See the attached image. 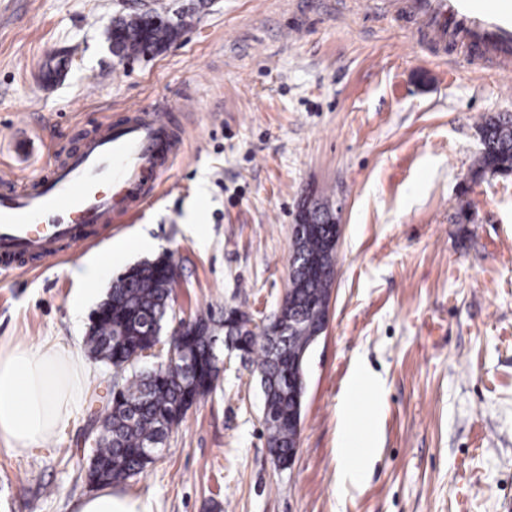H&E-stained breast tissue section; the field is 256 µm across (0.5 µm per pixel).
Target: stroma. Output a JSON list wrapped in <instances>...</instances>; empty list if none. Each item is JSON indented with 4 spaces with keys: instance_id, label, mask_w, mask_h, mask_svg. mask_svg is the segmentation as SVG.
I'll use <instances>...</instances> for the list:
<instances>
[{
    "instance_id": "stroma-1",
    "label": "stroma",
    "mask_w": 512,
    "mask_h": 512,
    "mask_svg": "<svg viewBox=\"0 0 512 512\" xmlns=\"http://www.w3.org/2000/svg\"><path fill=\"white\" fill-rule=\"evenodd\" d=\"M403 2L0 0V169L45 174L135 103L168 106L183 135L135 218L90 227L67 258L0 268L1 342L84 350L90 313L147 255L114 258L88 296L71 268L143 236L177 266V316L272 317L304 200L342 226L291 468L268 455L257 372L221 340L215 390L155 464L112 487L148 512H512V175L474 173L483 119L512 114V73L421 45ZM160 5L183 16L181 36L114 56L113 21ZM358 357L384 383L381 400L360 397L380 442L343 487L336 409ZM89 367L64 430L0 442V512H75L90 493L84 436L113 369Z\"/></svg>"
}]
</instances>
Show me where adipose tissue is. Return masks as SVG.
<instances>
[{
  "label": "adipose tissue",
  "mask_w": 512,
  "mask_h": 512,
  "mask_svg": "<svg viewBox=\"0 0 512 512\" xmlns=\"http://www.w3.org/2000/svg\"><path fill=\"white\" fill-rule=\"evenodd\" d=\"M86 364L75 350L57 343L40 346L0 344V442L12 448H31L52 439L69 421L82 398ZM341 482H358L362 470L348 458H368L375 448L374 429L354 430L352 402L338 410ZM76 512H148L141 500L99 487L83 496Z\"/></svg>",
  "instance_id": "obj_1"
}]
</instances>
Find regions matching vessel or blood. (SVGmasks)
<instances>
[{
	"label": "vessel or blood",
	"instance_id": "1",
	"mask_svg": "<svg viewBox=\"0 0 512 512\" xmlns=\"http://www.w3.org/2000/svg\"><path fill=\"white\" fill-rule=\"evenodd\" d=\"M423 41L477 54L490 68H512V0H406ZM131 118L106 121L49 175L16 188L0 176V267L63 256L87 245L86 231L115 210L137 211L177 155V127L160 109L132 105Z\"/></svg>",
	"mask_w": 512,
	"mask_h": 512
}]
</instances>
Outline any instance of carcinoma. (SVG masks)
I'll use <instances>...</instances> for the list:
<instances>
[{"mask_svg":"<svg viewBox=\"0 0 512 512\" xmlns=\"http://www.w3.org/2000/svg\"><path fill=\"white\" fill-rule=\"evenodd\" d=\"M166 12L154 9L112 24L109 40L112 53L129 59L144 53L145 43L160 47L179 34L177 23L157 24ZM485 145L476 158L477 171L486 173L512 167V115H491L479 127ZM332 227L311 221V229L297 238L291 266V302L284 320L295 324L293 332L281 336V345L297 355L306 349L318 332L316 323L306 318L311 305L328 298L332 287L336 248L330 243ZM171 257L162 255L128 268L112 281L108 302L93 310L85 346L89 354L107 360L120 371L112 385V418L103 423V434L94 449L87 472L91 485L123 483L143 474L155 464L171 427L183 419L195 401L212 392L219 379V358L215 353L218 331L252 360L263 374L265 389L263 418L267 448L272 461L288 468V453L298 452L296 432L289 424L294 401L288 397V365L278 359L266 343L242 325L224 329L212 316H201L196 326L175 337L176 348L192 357L191 375L178 369H161L152 376L138 371L131 356L151 347L156 337L154 325L166 318L175 280Z\"/></svg>","mask_w":512,"mask_h":512,"instance_id":"cac0c4a2","label":"carcinoma"}]
</instances>
